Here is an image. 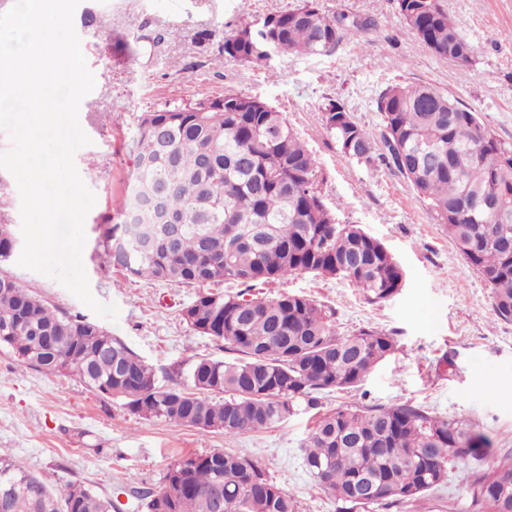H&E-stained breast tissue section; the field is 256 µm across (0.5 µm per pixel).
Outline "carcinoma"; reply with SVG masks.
Here are the masks:
<instances>
[{"mask_svg": "<svg viewBox=\"0 0 512 512\" xmlns=\"http://www.w3.org/2000/svg\"><path fill=\"white\" fill-rule=\"evenodd\" d=\"M406 27L428 53L472 66L475 49L443 0H396ZM377 27L369 17L329 13L319 0L224 32L222 57L267 66L275 56H320ZM380 141L340 102L321 107V121L340 151L367 167L395 169L448 226L466 263L491 289L496 315L512 320V148L478 114L431 83H395L377 98ZM131 183L149 194L168 188L162 206L175 223L147 213L127 236L128 200L107 218L103 247L122 245L121 270L175 285L234 281L236 294L205 290L181 310L192 330L224 343L233 361L202 359L191 387L159 383L153 365L119 337L80 315L50 306L4 268L14 253L12 230L0 224V347L20 368L73 373L131 414L227 438L285 422L324 391L361 385L397 350L379 330L336 332L335 311L297 294L251 293L258 284L311 273L348 280L366 300L384 302L404 286L387 247L356 224H342L327 205L317 164L286 116L243 94L147 112L134 137ZM491 441L466 419L432 416L406 404L346 406L324 415L304 444V466L342 503L343 512L412 502L447 481L448 465L483 462ZM473 512H512V456L463 472ZM224 487L222 512H297L288 493L251 458L232 452L186 454L156 490L134 492L146 512H215L205 498ZM6 512H120L77 481L47 485L0 451Z\"/></svg>", "mask_w": 512, "mask_h": 512, "instance_id": "carcinoma-1", "label": "carcinoma"}]
</instances>
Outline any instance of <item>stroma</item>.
<instances>
[{"instance_id":"stroma-1","label":"stroma","mask_w":512,"mask_h":512,"mask_svg":"<svg viewBox=\"0 0 512 512\" xmlns=\"http://www.w3.org/2000/svg\"><path fill=\"white\" fill-rule=\"evenodd\" d=\"M299 0H81L74 27L95 88L81 102L79 123L91 145L75 155L95 194L84 221L83 265L95 298L117 305V319L97 318L57 279L9 261L18 281L58 310L98 321L155 366L160 383H188L204 358L223 359L222 344L182 322L193 286L125 276L104 256L108 215L134 168L139 117L174 104L227 93L259 98L284 112L312 152L325 200L342 223L362 226L394 255L405 286L372 304L341 278L309 273L263 286L266 295L298 294L336 312V332L378 329L398 350L354 391L319 394L287 422L234 438L131 415L72 375L19 368L0 348V450L47 483H85L118 498L122 512H146L134 490L158 488L168 465L188 453L232 451L256 461L295 500L298 512H341L303 465L302 445L316 422L339 406L410 404L439 417L466 418L512 451V321L493 310L491 292L457 253L404 178L369 168L339 150L323 128L327 99L344 103L379 140L376 99L388 84L429 82L473 106L480 121L512 147V0H444L461 34L475 47L466 71L422 49L401 22L394 0H320L326 11L376 20L367 34L329 55L275 57L271 70L221 60L226 24L290 10ZM367 512H471L458 467L418 500L375 505Z\"/></svg>"}]
</instances>
